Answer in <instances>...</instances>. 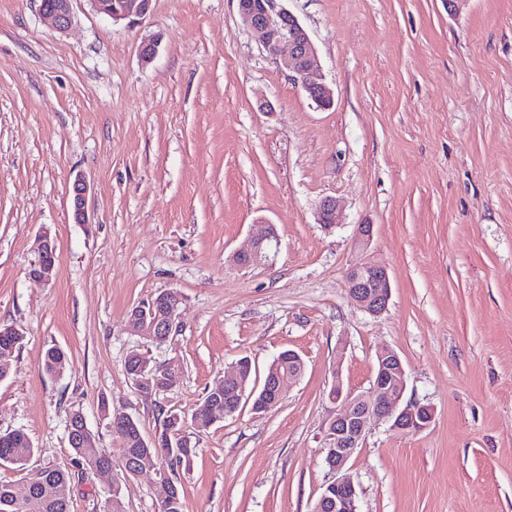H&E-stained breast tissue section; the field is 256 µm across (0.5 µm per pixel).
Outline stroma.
I'll use <instances>...</instances> for the list:
<instances>
[{"label": "stroma", "mask_w": 512, "mask_h": 512, "mask_svg": "<svg viewBox=\"0 0 512 512\" xmlns=\"http://www.w3.org/2000/svg\"><path fill=\"white\" fill-rule=\"evenodd\" d=\"M285 5L330 108L259 45L238 0H152L131 26L74 0L63 34L39 0H0V325L25 337L0 380V431L31 438L30 471L68 470L70 512H104L110 491L69 446L74 411L111 454L125 512H157L169 480L184 512H311L331 478L332 384L370 394L388 347L405 401L435 417L371 426L348 463L357 512H512V0ZM328 197L330 229L317 222ZM260 222L278 232L274 262L237 265ZM44 234L57 261L39 284ZM361 259L388 269L382 315L349 296ZM166 290L182 304L158 348L126 318ZM54 346L60 375L44 370ZM135 350L174 363L180 383L139 393L124 369ZM286 350L305 369L284 400L193 434L189 464L125 473L108 413L153 437L225 367L249 357L258 387Z\"/></svg>", "instance_id": "stroma-1"}]
</instances>
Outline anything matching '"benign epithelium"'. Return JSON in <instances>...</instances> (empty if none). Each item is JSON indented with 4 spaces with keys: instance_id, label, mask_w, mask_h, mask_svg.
<instances>
[{
    "instance_id": "7a95c632",
    "label": "benign epithelium",
    "mask_w": 512,
    "mask_h": 512,
    "mask_svg": "<svg viewBox=\"0 0 512 512\" xmlns=\"http://www.w3.org/2000/svg\"><path fill=\"white\" fill-rule=\"evenodd\" d=\"M72 0H52L41 2L42 15L51 21L59 32L66 31L72 23ZM96 10L113 21L131 19L147 14L151 0H91ZM239 13L258 37L262 46L271 54L278 55L288 48L284 65L292 72V79L302 85L311 99L322 107L331 104L324 85L320 82L315 51L307 30L298 17L289 11L283 0H238ZM88 187L84 180H75L72 188L73 210L77 223L88 222L86 198ZM319 223L328 227L336 223V200L324 199L319 207ZM277 241L274 228L269 224L261 226L255 237L254 247L249 252L235 256L239 265L267 261L270 256H261L259 246L265 242ZM56 246L47 236L42 238L38 259L33 265L30 277L35 282L46 281L56 263ZM348 291L351 299L363 311L377 316L384 313L391 297V282L385 266L360 261L347 273ZM179 319V306L172 307L167 315L159 318L154 313H143L128 325L129 331L139 334L147 331L149 337L167 336L173 331ZM298 375L283 376L273 370L265 383L266 405L281 401L287 383ZM224 389H235L236 407L225 414L234 415L242 402L249 398L245 382L242 381L237 365H232L224 373L221 383ZM406 390V374L398 353L390 348L381 349L376 354V369L372 378V397L355 394L343 389L341 381L333 384L329 397L340 404L329 423V448L326 463L333 479L324 486L316 500L312 512H357V489L347 464L360 447L370 427L380 421L391 423L400 431L417 432L426 429L434 419L435 411L430 405L418 402L401 404Z\"/></svg>"
}]
</instances>
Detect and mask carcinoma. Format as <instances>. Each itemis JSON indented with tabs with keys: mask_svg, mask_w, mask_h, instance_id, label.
Here are the masks:
<instances>
[{
	"mask_svg": "<svg viewBox=\"0 0 512 512\" xmlns=\"http://www.w3.org/2000/svg\"><path fill=\"white\" fill-rule=\"evenodd\" d=\"M24 337L10 331L0 334V360L11 357L18 351ZM146 358L141 353L131 352L125 361V371L136 381V387H156L164 382L167 375L161 365H149L150 372L146 376L139 374L142 363ZM67 363L66 353L57 347L47 350L44 361L45 371L56 373ZM230 398L217 396L208 391L194 407L191 414L182 415L169 411L163 418L162 428L152 439L143 436L139 424L132 419H124L121 414L110 417V422L124 426L129 422V429L122 436L123 457H151L157 461L163 459L169 467L182 463L195 453L196 443L186 434L187 426L198 432L204 431L213 424L224 420V406L228 405ZM69 444L76 456L82 458L86 464L97 463L103 468L112 467V458L103 449L95 444V437L89 430L76 429L68 436ZM35 447L28 435L21 430L0 432V463L11 464L18 470L25 469V465L32 458ZM36 495L43 504L42 512H69L70 478L68 471L62 467L39 470L28 473L21 479L0 484V512H25L23 508L27 497ZM158 512H183L181 490L172 485L171 497L159 505Z\"/></svg>",
	"mask_w": 512,
	"mask_h": 512,
	"instance_id": "carcinoma-1",
	"label": "carcinoma"
}]
</instances>
